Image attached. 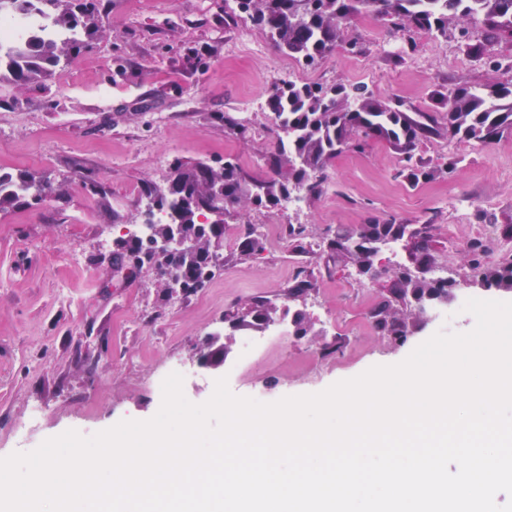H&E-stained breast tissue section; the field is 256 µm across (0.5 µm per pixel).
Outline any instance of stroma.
I'll return each instance as SVG.
<instances>
[{
  "mask_svg": "<svg viewBox=\"0 0 512 512\" xmlns=\"http://www.w3.org/2000/svg\"><path fill=\"white\" fill-rule=\"evenodd\" d=\"M106 26L91 46L72 56L45 86L0 82V170L29 172L63 189L32 206L0 213V458L29 452L73 429L89 436L119 421L147 420L162 401L161 379L171 363L191 368L186 398L207 401L215 379L194 372L202 343L224 334L226 310L256 298L272 301L280 317L304 309L323 339L342 338L338 354L322 356L320 343L287 338L271 343L252 364L228 372L238 396L320 392L375 365H391L437 333L429 324L397 346L372 333L367 306L380 283L361 282L355 270L335 265L319 247L337 228L390 218L437 224L448 277L470 287L464 245L482 228L483 208L498 218L492 230L503 256L512 257V134L482 145L440 136L418 155L452 173L410 185L402 156L383 142L346 150L326 171L324 192L294 212L246 208L226 217L224 265L195 293H166L153 269L134 275L112 266L114 240L144 218L143 184H163L174 160L239 157L253 173L263 169L280 135L267 108L269 91L288 82L361 83L382 100H401L416 112L439 111L450 84L482 86L512 80V47L488 46L499 71L470 59L456 65L455 42L424 33L409 56L386 52L387 28L361 14L348 23L368 46L356 55L336 49L312 67L276 50L250 20L229 19L224 0H102ZM206 54L197 70L183 66L187 49ZM218 112L247 117L249 137L230 134ZM276 233V245L240 256L237 240L254 225ZM303 236L288 235L290 226ZM317 282L312 295L288 298L297 272ZM366 306L355 307L358 291ZM352 314L349 326L326 315Z\"/></svg>",
  "mask_w": 512,
  "mask_h": 512,
  "instance_id": "35a3bbf8",
  "label": "stroma"
}]
</instances>
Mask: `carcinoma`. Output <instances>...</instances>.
<instances>
[{"mask_svg":"<svg viewBox=\"0 0 512 512\" xmlns=\"http://www.w3.org/2000/svg\"><path fill=\"white\" fill-rule=\"evenodd\" d=\"M40 9L41 16L62 38H26L0 48V81L20 86L50 80L61 61L80 52L103 28L101 0H0V13ZM371 13L404 40L400 51L414 49L408 36L424 32L443 40L453 39L467 56L486 58L491 68L498 61L485 57L489 44L512 46V0H224V14L246 16L263 29L274 46L312 66L343 47L365 52L364 42L349 35L346 21L361 12ZM440 103L446 112H410L399 103L373 96L365 85L346 87L295 85L274 89L267 101L276 126L288 127V145L276 143L263 158L264 172L252 174L237 158L226 155L215 164L175 160L164 185L146 183L141 196L168 214V222L153 225L143 239L122 238L113 244L116 271L134 272L149 265L159 272V287L167 293L197 292L206 287L217 263L214 243L224 239V218L214 213L222 202L228 214L245 202L258 207L279 205L293 192L309 198L323 193L324 172L345 147L361 151L371 141L384 142L404 156L407 180L412 185L436 178L438 170L416 159L424 142L448 134L450 138L491 144L512 133V83H494L477 89L465 83L448 90ZM232 134L244 137V119L227 112L215 116ZM62 188L30 173L0 172V212L32 205ZM434 224H404L394 220L342 228L327 240L326 249L338 265L350 264L358 275L386 281L368 316L371 328L396 344L422 329L424 307L432 300L456 297L453 280L432 275L437 257ZM178 234L189 241L185 248L163 250L157 243ZM397 243L404 262L381 266L382 246ZM264 250L262 239L248 231L238 244L239 254L255 256ZM466 263L474 282L487 292L512 293V259L491 263L487 243L477 240L466 249ZM317 282L299 272L288 283V297L315 291ZM271 302L258 299L246 311L234 313L236 329L262 332L273 319ZM302 336H318L306 311L290 318Z\"/></svg>","mask_w":512,"mask_h":512,"instance_id":"cac0c4a2","label":"carcinoma"}]
</instances>
